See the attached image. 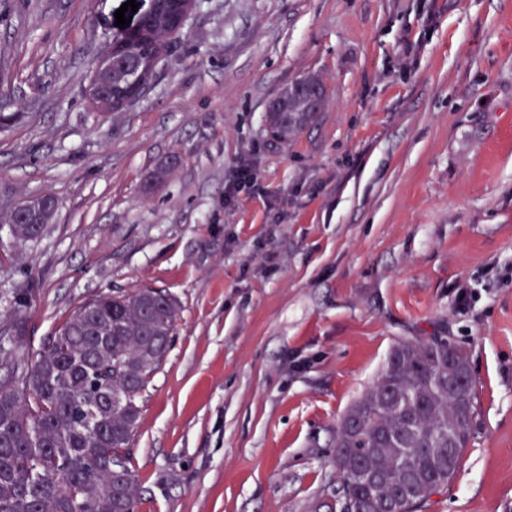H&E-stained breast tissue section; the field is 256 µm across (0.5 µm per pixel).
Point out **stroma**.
Listing matches in <instances>:
<instances>
[{
    "mask_svg": "<svg viewBox=\"0 0 512 512\" xmlns=\"http://www.w3.org/2000/svg\"><path fill=\"white\" fill-rule=\"evenodd\" d=\"M123 2L0 0V213L58 199L41 240L0 228V329L28 281L31 349L101 293L178 303L135 512H331L337 423L434 335L468 352L475 415L419 512H512V0H198L103 117L89 68ZM310 73L323 111L276 140L269 102Z\"/></svg>",
    "mask_w": 512,
    "mask_h": 512,
    "instance_id": "35a3bbf8",
    "label": "stroma"
}]
</instances>
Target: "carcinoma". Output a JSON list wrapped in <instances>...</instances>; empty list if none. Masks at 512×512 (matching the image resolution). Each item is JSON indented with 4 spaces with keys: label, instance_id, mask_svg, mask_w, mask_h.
<instances>
[{
    "label": "carcinoma",
    "instance_id": "carcinoma-1",
    "mask_svg": "<svg viewBox=\"0 0 512 512\" xmlns=\"http://www.w3.org/2000/svg\"><path fill=\"white\" fill-rule=\"evenodd\" d=\"M195 0H157L140 19L141 33L112 43V62L92 66L90 96L98 112L127 106L131 85L150 87L178 19ZM318 78L284 88L268 106L273 137L286 141L311 124ZM13 242L40 239L51 217L23 224L0 218ZM179 316L174 300L153 288L86 300L26 358L17 356L25 319L0 331V512H133L139 484L127 465L140 415L136 398L168 352ZM470 366L469 354L446 336L400 340L373 385L336 427L339 512H416L450 481L468 446L475 385L448 379V356ZM379 475L360 481L358 471Z\"/></svg>",
    "mask_w": 512,
    "mask_h": 512
}]
</instances>
